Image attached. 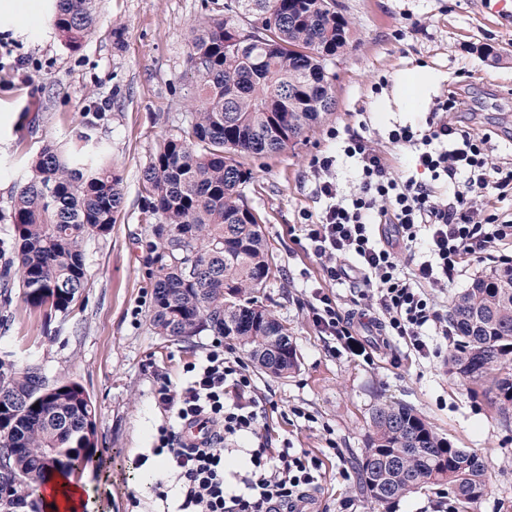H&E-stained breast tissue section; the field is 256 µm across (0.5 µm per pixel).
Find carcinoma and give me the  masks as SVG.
Segmentation results:
<instances>
[{"mask_svg": "<svg viewBox=\"0 0 512 512\" xmlns=\"http://www.w3.org/2000/svg\"><path fill=\"white\" fill-rule=\"evenodd\" d=\"M255 5L261 27L243 42L242 8ZM53 25L72 51L96 27L95 0H55ZM350 44L349 21L336 0H224V14L199 25L189 48L195 78L191 112L144 168L147 209L155 221L149 253L152 323L183 341L210 332L244 350L258 369L285 377L298 366L288 326L258 304L276 275L261 218L243 186L242 159L285 150L335 110L330 64ZM94 113L79 145L65 157L45 145L32 161L11 209L14 256L4 281L0 326L9 321L10 284L46 320L68 315L87 286L85 243L110 233L123 210V178L93 137ZM454 340L448 368L490 383L505 415L512 409V266L474 279L449 307ZM38 408H33V405ZM98 414L75 381L50 380L36 366L0 361V466L37 490L54 474L92 463ZM366 448L357 461L362 492L387 509L429 484H446L461 504L487 494V462L456 448L408 405L379 403L370 413Z\"/></svg>", "mask_w": 512, "mask_h": 512, "instance_id": "1", "label": "carcinoma"}]
</instances>
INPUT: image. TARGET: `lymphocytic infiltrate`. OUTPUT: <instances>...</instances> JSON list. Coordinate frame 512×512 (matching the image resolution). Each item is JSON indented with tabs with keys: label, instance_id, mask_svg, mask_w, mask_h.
<instances>
[{
	"label": "lymphocytic infiltrate",
	"instance_id": "obj_1",
	"mask_svg": "<svg viewBox=\"0 0 512 512\" xmlns=\"http://www.w3.org/2000/svg\"><path fill=\"white\" fill-rule=\"evenodd\" d=\"M459 108L458 95L448 93L425 128L399 123L388 132L391 144L412 150L428 180L400 179L386 156L360 136L311 161L315 192L324 202L316 221L302 227L311 252L322 261L329 281H352L368 289L390 330L408 337L422 354L428 350L427 335L451 334L432 291L447 290L469 259L493 260L497 245L512 243V222L486 209L490 198L512 195V167L490 164L485 152L490 134L449 122V113ZM342 156L353 159L360 172L358 186L349 193L335 178ZM439 180L447 183V193L437 192ZM398 243L421 252L405 273L398 268ZM315 299L312 320L321 332L361 351L349 321L330 297L319 292ZM188 371L182 387L164 384L157 391L170 420L158 431L155 451L167 454L175 470L176 512H304L321 476L320 461L305 453L258 446L240 479L241 489L231 486L224 449L230 441L259 436L263 415L243 361L213 350ZM194 426L204 439L186 443L183 433Z\"/></svg>",
	"mask_w": 512,
	"mask_h": 512
}]
</instances>
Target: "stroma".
Wrapping results in <instances>:
<instances>
[{
	"label": "stroma",
	"mask_w": 512,
	"mask_h": 512,
	"mask_svg": "<svg viewBox=\"0 0 512 512\" xmlns=\"http://www.w3.org/2000/svg\"><path fill=\"white\" fill-rule=\"evenodd\" d=\"M350 22L351 45L336 59V108L281 153L250 159L243 192L259 213L278 273L263 302L287 324L299 356L286 378L254 372L265 405L261 432L270 449L290 446L322 461L310 496L318 512H372L360 489L356 460L366 446L367 421L378 403L406 404L455 447L489 465L490 489L466 512H512V417H504L484 387L451 372L449 344L430 340L428 355L408 338L379 328L378 311L354 301L345 285L331 286L308 249L300 226L319 215L312 158L334 150L331 129L372 139L400 176L414 175L408 150L387 143L396 123H424L430 103L406 112L394 104L396 74L418 67L439 80L433 98L460 93L455 115L474 131L492 132L493 163H512V16L488 20L485 0H339ZM97 24L82 49L70 51L50 15L20 14L0 24V266L11 257L10 205L43 145L69 149L93 113H105L96 136L123 177L124 208L109 235L86 244L88 286L68 317L45 319L13 292L14 319L0 328V360L37 365L49 379L76 381L98 412V451L79 478L97 512H168L178 485L171 470L153 469V446L168 422L156 400L162 384L178 388L186 368L223 337L178 342L158 335L150 320L147 278L151 219L142 171L162 138L188 110L193 78L188 52L193 30L223 14L224 0H97ZM122 41L114 43L113 28ZM30 60L28 69L14 64ZM353 318L366 351L354 356L312 321L316 291ZM167 500H160L159 491ZM454 494L431 485L398 501L391 512H457Z\"/></svg>",
	"instance_id": "stroma-1"
}]
</instances>
